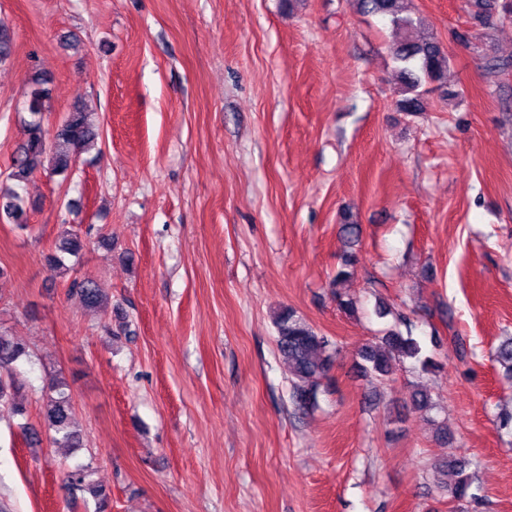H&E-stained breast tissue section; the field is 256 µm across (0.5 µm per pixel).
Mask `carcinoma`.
I'll list each match as a JSON object with an SVG mask.
<instances>
[{"instance_id":"carcinoma-1","label":"carcinoma","mask_w":512,"mask_h":512,"mask_svg":"<svg viewBox=\"0 0 512 512\" xmlns=\"http://www.w3.org/2000/svg\"><path fill=\"white\" fill-rule=\"evenodd\" d=\"M360 11L379 14L389 18L394 29L403 33L392 47L398 64V93L396 104L400 111L410 114L423 111L418 88L423 82L437 84L445 82L448 73V51L437 38L421 30V20L403 7V0H356ZM470 19L476 27L487 28L496 20L512 21V0H468ZM14 52V37L11 29L0 22V63ZM51 98L49 79L40 73L30 78L27 111L30 118L23 121V140L13 158L11 179L23 183L47 168L56 174L66 173L79 155L94 146L98 131L83 103L76 101L69 112L48 130L44 125V114ZM25 199L13 187L0 189V218L16 224L23 223ZM86 247L82 236L65 228L56 240L54 249L47 254L49 269L57 275L70 271L66 260L78 257ZM357 257L352 252L341 258L340 268L333 280L337 305L345 312L356 310L357 302L343 288L354 275ZM69 293L77 294L84 306L96 311L105 304L104 295L96 281L90 277L74 278L68 285ZM277 329L279 353L288 364L294 379L293 396L300 405L315 398L320 381L327 377L333 361L329 352V341L318 335L312 327L291 308L281 310L274 320ZM422 348L412 335L390 332L361 352L364 373L384 382L390 380L396 367L406 359L421 361L426 371L433 370L436 362L427 357L420 359ZM25 355V347L13 337L0 333V403L11 405L14 414L23 415L26 406L16 400L21 388L15 374L14 363ZM493 360L512 374V338L503 341L493 354ZM42 416L48 429L54 431V441L64 448L80 446V435L74 429L71 397L65 384L58 380L51 384L43 396ZM444 466L455 474L456 482L451 495L457 500L467 496L472 476L466 473L467 464L455 455L448 456ZM91 467L76 469L69 473L70 484L79 491H87L104 501L107 489L92 480Z\"/></svg>"}]
</instances>
